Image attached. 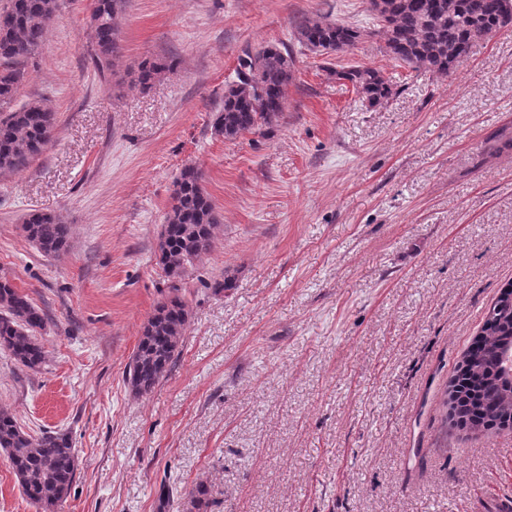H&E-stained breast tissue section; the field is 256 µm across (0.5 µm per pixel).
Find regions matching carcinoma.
Here are the masks:
<instances>
[{"mask_svg": "<svg viewBox=\"0 0 512 512\" xmlns=\"http://www.w3.org/2000/svg\"><path fill=\"white\" fill-rule=\"evenodd\" d=\"M512 0H368L384 35V49L413 70L452 75L477 44L512 25ZM126 0H92V61L101 74L114 71L123 55L117 19ZM59 0H0V103L9 104L28 76L29 62L44 41ZM361 37L359 28L316 14L295 28L297 42L312 52L346 50ZM168 68L143 61L132 83L146 89ZM352 84L369 107H382L393 95L391 82L377 69L354 66L336 73ZM294 77V58L286 48L263 46L238 58L235 78L224 86L215 126L226 137L271 129L285 110L286 90ZM56 116L47 99H33L0 112V173L25 169L55 137ZM220 217L202 185V174L183 169L174 183L172 203L159 238V262L175 295L162 301L143 326L125 380L136 396L153 391L178 354L189 313L176 294L187 267L211 249ZM28 240L46 255L67 246L70 226L53 213L26 219ZM44 322L40 310L9 281H0V352L30 370L45 360L36 336ZM512 351V283L487 309L479 333L459 362L446 389V405L457 425L472 430H512V374L503 362ZM0 455L24 495L41 512H58L78 470L70 436L46 430L32 435L15 415L0 409ZM187 512H211L207 484L185 489Z\"/></svg>", "mask_w": 512, "mask_h": 512, "instance_id": "cac0c4a2", "label": "carcinoma"}]
</instances>
